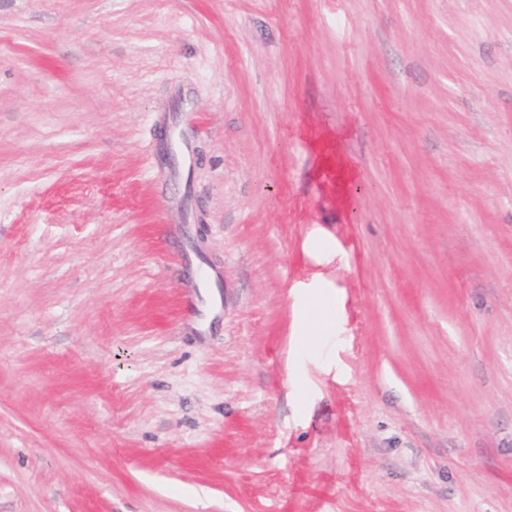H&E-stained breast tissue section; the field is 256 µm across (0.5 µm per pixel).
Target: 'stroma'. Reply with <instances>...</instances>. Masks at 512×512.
I'll return each mask as SVG.
<instances>
[{
	"instance_id": "1",
	"label": "stroma",
	"mask_w": 512,
	"mask_h": 512,
	"mask_svg": "<svg viewBox=\"0 0 512 512\" xmlns=\"http://www.w3.org/2000/svg\"><path fill=\"white\" fill-rule=\"evenodd\" d=\"M0 512H512V0H0ZM307 322L311 327L313 334L316 336H307L310 342L321 337V334L329 328V324L327 323L324 313H323V299L316 298L313 302L307 307Z\"/></svg>"
}]
</instances>
